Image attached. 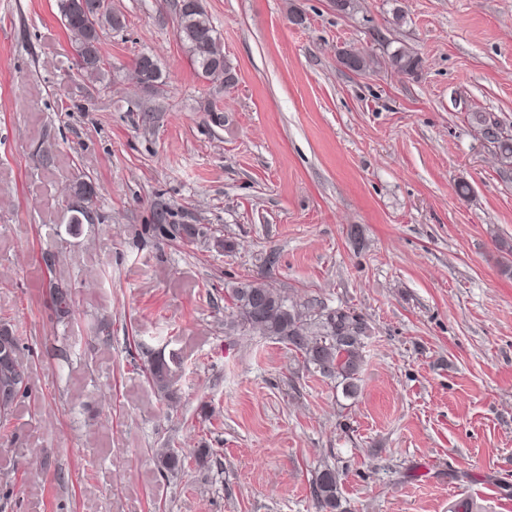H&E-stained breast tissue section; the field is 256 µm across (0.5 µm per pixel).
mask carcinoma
Wrapping results in <instances>:
<instances>
[{"label":"carcinoma","instance_id":"cac0c4a2","mask_svg":"<svg viewBox=\"0 0 512 512\" xmlns=\"http://www.w3.org/2000/svg\"><path fill=\"white\" fill-rule=\"evenodd\" d=\"M90 22L69 12L68 0H56L61 21L72 35L71 48L79 72L89 78L99 79L105 74L104 58L100 52L101 34L104 30L118 31L123 28V18L112 11L110 0ZM177 35L181 41L197 77L209 81L215 70L224 71V86L236 83L233 67L224 57L220 37L202 5L185 10L179 16ZM341 63L348 69L365 73L378 64L373 57L342 50L338 53ZM141 54L135 60L129 76L144 89L155 90L162 84L160 67L153 75L144 77ZM390 65L404 74H414L420 64L416 54L399 48L389 56ZM471 123L494 148L501 167L512 169V129L493 131L482 112L470 114ZM83 206L69 208V232L79 230L80 225L93 223L91 198H82ZM54 306L68 311L71 292L68 286L49 282ZM224 327L233 332L254 333L265 338L288 344L289 349L300 355L304 364L313 367L324 377L336 378L343 390L353 394L358 388V374L362 361L363 339L366 326L356 314L343 308H329L322 303L301 301L293 296L267 287L256 280H248L231 289L230 304ZM9 339L0 345V390H7L0 400V409L5 411L18 397L28 392V368L19 360L21 338L8 333ZM148 376L152 386L163 399H175L176 373L163 358H155L149 365ZM160 467L165 472L183 469L185 457L175 448L156 450ZM340 475L336 467L326 464L318 471L313 482L312 495L319 512H336L339 501Z\"/></svg>","mask_w":512,"mask_h":512}]
</instances>
